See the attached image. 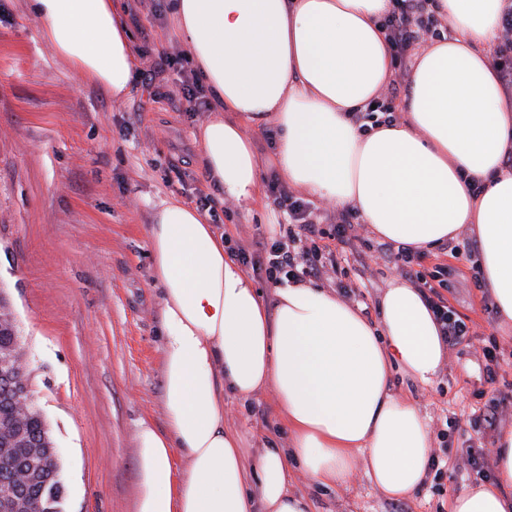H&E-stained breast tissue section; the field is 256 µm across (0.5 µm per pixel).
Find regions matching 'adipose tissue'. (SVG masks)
Returning a JSON list of instances; mask_svg holds the SVG:
<instances>
[{"instance_id":"obj_1","label":"adipose tissue","mask_w":512,"mask_h":512,"mask_svg":"<svg viewBox=\"0 0 512 512\" xmlns=\"http://www.w3.org/2000/svg\"><path fill=\"white\" fill-rule=\"evenodd\" d=\"M506 0H435L450 28L412 59L399 119L359 129L394 75L383 26L396 0H170L209 96L194 133L215 195L251 211L262 194L251 129L272 127L289 188L350 209L369 231L427 251L468 229L498 317L512 323V93L487 53ZM42 37L84 82L125 99L139 75L119 0H31ZM162 311L165 429L136 432L135 512H312L292 489L356 474L405 497L426 481L429 427L393 388L394 372L430 386L445 355L418 288L394 281L372 323L336 292L303 281L265 300L231 259L207 211L168 197L146 229ZM273 390L289 447L247 454L224 396ZM495 481L452 512H512V429L493 450Z\"/></svg>"}]
</instances>
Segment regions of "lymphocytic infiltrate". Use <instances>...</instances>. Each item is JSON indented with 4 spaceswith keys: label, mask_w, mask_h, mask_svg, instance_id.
Returning <instances> with one entry per match:
<instances>
[{
    "label": "lymphocytic infiltrate",
    "mask_w": 512,
    "mask_h": 512,
    "mask_svg": "<svg viewBox=\"0 0 512 512\" xmlns=\"http://www.w3.org/2000/svg\"><path fill=\"white\" fill-rule=\"evenodd\" d=\"M427 5V0H400L397 12L388 17L384 24L396 70H405L409 52L419 48L426 37L441 34L435 16L426 13ZM179 61V56L159 54L152 73L157 76L170 70L176 71L181 96L172 99V106L177 109L185 106L192 112L204 111L207 107L206 91L197 79L179 69ZM268 188L274 205L286 211L288 222L283 226L279 238H258L254 252L249 253L239 245L228 244L229 253L239 262L251 266L252 270L263 272L268 283L278 285L302 276L318 278L327 273L338 275L342 272V262L350 261L362 266L370 250L375 249L383 254L389 252L432 308L445 342L455 346L469 337L467 323L427 278L415 270V254L404 248L391 250L386 244L371 247L367 240L356 234L353 215L348 211L340 212L331 228H322L309 202L286 192L278 182H270ZM326 238L339 244V252L325 253L322 241Z\"/></svg>",
    "instance_id": "1"
}]
</instances>
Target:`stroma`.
<instances>
[{
    "mask_svg": "<svg viewBox=\"0 0 512 512\" xmlns=\"http://www.w3.org/2000/svg\"><path fill=\"white\" fill-rule=\"evenodd\" d=\"M168 0H124L142 73L122 101L84 83L37 33L28 0H0V294L15 318L36 407L45 416L65 485L64 512H135L140 419L164 427L161 329L145 228L166 197L209 198L214 224L249 247L276 237L288 216L263 196L250 212L211 196L195 160L200 112L152 101L179 94L172 73L144 78L158 53L185 55ZM443 294L471 329L447 349L432 386L395 376V388L425 416L433 455L448 467L416 493L386 497L364 474L325 488L296 476L294 487L315 512H449L451 500L478 480L466 467L470 421L486 394L500 391V424L512 426V325L499 326L471 260H452ZM393 265L373 271L346 264L347 299L378 320L377 295L398 279ZM507 358L495 381L483 347ZM227 420L245 447H288L290 435L272 391L241 401L225 397Z\"/></svg>",
    "mask_w": 512,
    "mask_h": 512,
    "instance_id": "stroma-1",
    "label": "stroma"
}]
</instances>
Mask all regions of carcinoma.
<instances>
[{"label":"carcinoma","mask_w":512,"mask_h":512,"mask_svg":"<svg viewBox=\"0 0 512 512\" xmlns=\"http://www.w3.org/2000/svg\"><path fill=\"white\" fill-rule=\"evenodd\" d=\"M6 301L0 297V361L16 365L23 355L17 327L5 311ZM56 448L49 435L46 420L31 406L19 415L8 400V382L0 385V463L23 465L30 472L19 512H38L40 505L52 497L62 505L65 487L53 476Z\"/></svg>","instance_id":"1"}]
</instances>
